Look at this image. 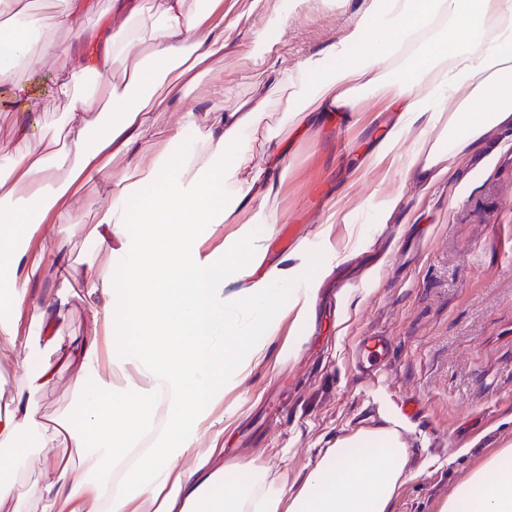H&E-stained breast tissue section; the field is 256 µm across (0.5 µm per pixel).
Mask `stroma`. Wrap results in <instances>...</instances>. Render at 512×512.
I'll list each match as a JSON object with an SVG mask.
<instances>
[{
  "label": "stroma",
  "mask_w": 512,
  "mask_h": 512,
  "mask_svg": "<svg viewBox=\"0 0 512 512\" xmlns=\"http://www.w3.org/2000/svg\"><path fill=\"white\" fill-rule=\"evenodd\" d=\"M355 4L282 0L288 23L273 41L272 60L290 66L336 40ZM224 11V56L185 91L182 108L227 107L249 89L253 72L244 53L265 24L263 8L224 0ZM72 64L64 54L39 57L33 71L15 75L36 92L46 136H54L66 113L65 102L47 94L49 80ZM24 110V100L0 84V165L23 146L17 128ZM388 117L370 96L352 119L294 141L277 203L288 221L271 225L264 246L272 261L303 247L325 277L298 354L282 357V339L274 337L244 384L225 391L224 458H255L294 477L337 438L394 426L411 456L394 512H436L437 501L471 469L512 442V127L494 131L477 151L449 155L447 177L426 184L388 158L377 169L360 168ZM80 193L84 225L56 221L25 245L38 264L37 292L56 285L59 267H77L94 254L86 234L106 200L95 180L81 183ZM331 199L342 215L333 224L322 208ZM90 306L84 296L71 297L52 342L20 322L37 357L0 344V403L15 397L40 360L58 371L36 396L38 420L82 399L77 367L61 358L72 339L92 334ZM370 334L390 340L372 378L358 372L353 357ZM46 457V449L29 448L0 512H34L32 487Z\"/></svg>",
  "instance_id": "stroma-1"
}]
</instances>
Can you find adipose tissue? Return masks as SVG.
<instances>
[{"mask_svg":"<svg viewBox=\"0 0 512 512\" xmlns=\"http://www.w3.org/2000/svg\"><path fill=\"white\" fill-rule=\"evenodd\" d=\"M92 0H75L49 24L72 34L34 43L43 28L22 0H0V83L30 69L35 55L65 53L73 65L48 91L67 100L64 145H44L35 118L20 123L25 150L0 167V340L18 345L26 318L52 334L74 288L93 299L91 337L74 340L79 386L88 399L40 424L52 454L35 493L40 512H393L409 455L396 429H360L324 449L297 481L258 460L227 478L219 462L224 432L210 415L224 392L261 362L282 318L295 355L320 273L301 257L268 261L260 214L274 211L288 172L291 138L362 109L365 95L385 101L392 118L366 167L383 156L434 180L448 154L477 147L512 126V0H359L350 26L296 66L270 62L268 38L286 25L277 0L266 34L247 58L256 77L227 109L196 117L176 111L185 89L225 49L224 0H112V31L88 28ZM283 102L289 135L265 118ZM177 112L167 143L155 148L159 112ZM201 124L200 148L179 145ZM418 130L414 145L407 135ZM128 156L122 170L106 156ZM98 180L106 231L90 229L96 255L77 280L33 295L36 264L23 242L50 216L84 221L83 180ZM235 225L222 248L208 238ZM306 279L310 286L295 288ZM53 364L27 373L12 410L0 414V503L26 457L37 392ZM437 512H512V447L504 446L439 501Z\"/></svg>","mask_w":512,"mask_h":512,"instance_id":"obj_1","label":"adipose tissue"}]
</instances>
